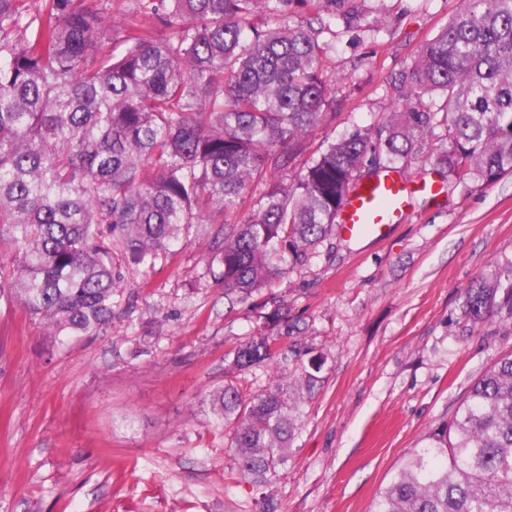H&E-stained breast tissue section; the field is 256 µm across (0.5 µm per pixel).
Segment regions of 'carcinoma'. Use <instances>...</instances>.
I'll use <instances>...</instances> for the list:
<instances>
[{
    "label": "carcinoma",
    "instance_id": "carcinoma-1",
    "mask_svg": "<svg viewBox=\"0 0 512 512\" xmlns=\"http://www.w3.org/2000/svg\"><path fill=\"white\" fill-rule=\"evenodd\" d=\"M134 2L138 34L118 39L112 0H0V254H13L0 298L56 336L111 327L117 249L152 270L193 231L225 300L244 304L305 264L349 193L383 169L431 153L459 184L512 175V0H463L392 78L395 110L309 156L288 187L279 175L340 105L323 35L338 20L359 27V0ZM260 11L268 19L251 22ZM254 186L259 207L239 220ZM463 313L475 326L512 320V261L464 289ZM296 332L277 308L226 357L239 371L298 361ZM203 410L231 431L241 478L264 484L285 466L300 418L288 389L226 383ZM369 512H512V354L408 453Z\"/></svg>",
    "mask_w": 512,
    "mask_h": 512
}]
</instances>
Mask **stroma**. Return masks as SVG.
<instances>
[{
    "label": "stroma",
    "mask_w": 512,
    "mask_h": 512,
    "mask_svg": "<svg viewBox=\"0 0 512 512\" xmlns=\"http://www.w3.org/2000/svg\"><path fill=\"white\" fill-rule=\"evenodd\" d=\"M462 0H365L358 31L336 25L325 78L342 99L307 138L316 150L393 111L388 82ZM432 157L409 168V212L382 238L333 230L311 260L228 306L204 239H180L156 270L127 271L107 334L66 341L0 300V512H368L411 449L449 421L471 384L512 352V323L474 327L462 292L512 260V176L421 194ZM322 357L300 400L287 464L245 482L229 438L199 408L230 380L251 393L303 376L233 370L225 354L269 308Z\"/></svg>",
    "instance_id": "35a3bbf8"
}]
</instances>
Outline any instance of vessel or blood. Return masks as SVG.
<instances>
[{
    "mask_svg": "<svg viewBox=\"0 0 512 512\" xmlns=\"http://www.w3.org/2000/svg\"><path fill=\"white\" fill-rule=\"evenodd\" d=\"M412 195V188L395 173H382L359 185L349 196L338 217L341 232L351 238L368 231L384 233L390 225L401 221Z\"/></svg>",
    "mask_w": 512,
    "mask_h": 512,
    "instance_id": "1",
    "label": "vessel or blood"
}]
</instances>
